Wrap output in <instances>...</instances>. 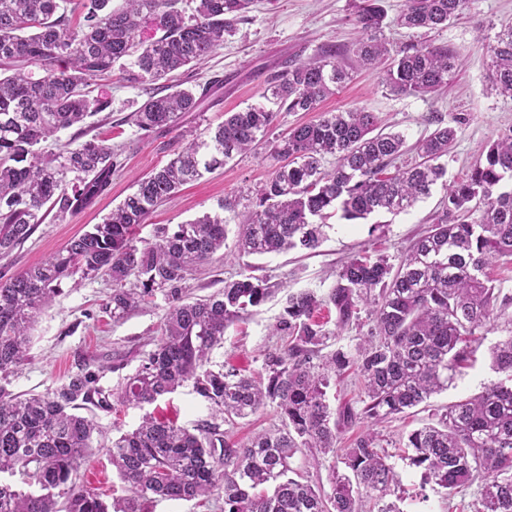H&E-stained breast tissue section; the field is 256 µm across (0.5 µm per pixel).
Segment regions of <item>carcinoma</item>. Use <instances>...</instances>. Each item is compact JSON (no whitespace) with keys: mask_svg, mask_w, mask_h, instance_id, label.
Masks as SVG:
<instances>
[{"mask_svg":"<svg viewBox=\"0 0 512 512\" xmlns=\"http://www.w3.org/2000/svg\"><path fill=\"white\" fill-rule=\"evenodd\" d=\"M65 0H0V257L23 245L43 223V208L75 212L107 192L112 146L97 140L68 143L58 160L38 145L61 130L105 110L89 98L90 80L133 58L126 81L155 82L212 55L224 33L245 18L252 0H194L188 16L181 0H85L83 21L72 27ZM379 0H360L355 25L359 60L383 70L391 91L424 96L448 84L458 63L447 49L413 44L392 49L377 38L386 15ZM468 0H407L397 23L409 29L448 24ZM150 19L161 35L143 44L138 31ZM493 88L512 98V26L486 45ZM41 66L34 79L26 64ZM332 45L307 61L291 60L265 81L263 97L274 112L249 105L224 113V122L203 137L179 131L182 114L197 111L212 86L150 95L135 112L146 134L177 131L178 147L163 167L138 178L102 223L71 238L58 252L22 272L0 273V378L27 359L30 330L63 281L106 275L112 295L105 309L120 319L143 297L160 289L171 299L155 349L145 353L120 388L104 390L107 371L122 360L81 364L57 387L28 397L0 386V512H143L156 500H224L221 512H399L380 502L400 480L381 452L377 432H361L342 457L348 473L333 475L330 491H317L294 467L296 455L336 454L340 427L358 418L375 422L403 417L448 388L474 362L478 337L504 322L508 336L490 348L500 375L471 397L435 409V422L411 431L401 459L421 472V487L450 499L478 484L473 512H512V293L488 270L512 264V127L498 133L466 178L446 186L442 214L398 256L358 254L336 272L323 295L307 289L288 295L272 334L285 344L264 354L255 376L233 366L209 367L226 330L253 315L277 292L252 274L224 282L205 299L187 301L183 290L199 265L224 247L229 220L239 201L227 198L221 212L163 227L152 241L137 228L184 184L224 167L250 151L274 123L277 112H315L348 79ZM464 118L438 126L415 145L419 161L397 166L406 139L379 130L364 108L323 112L274 142L270 178L255 193L254 209L238 224L239 252L247 255L314 251L336 214L352 221L401 213L428 197L447 172L441 159L455 143ZM331 170L324 169L327 158ZM395 167V172L388 168ZM81 187L68 195L66 174ZM480 212L475 219L473 214ZM141 291L126 287L129 279ZM334 308V329L319 319ZM371 326L354 351L324 352L328 340L360 325ZM353 372L362 382L363 407L331 408L327 388ZM192 385L208 402L211 419L193 433L150 413L134 430L112 441V466L129 495L107 502L96 489L75 481L101 433L92 419L74 413L100 408H143ZM274 405L282 427L238 444L224 437L233 424ZM18 476L24 491L3 475Z\"/></svg>","mask_w":512,"mask_h":512,"instance_id":"carcinoma-1","label":"carcinoma"}]
</instances>
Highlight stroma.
Returning a JSON list of instances; mask_svg holds the SVG:
<instances>
[{
  "label": "stroma",
  "instance_id": "stroma-1",
  "mask_svg": "<svg viewBox=\"0 0 512 512\" xmlns=\"http://www.w3.org/2000/svg\"><path fill=\"white\" fill-rule=\"evenodd\" d=\"M405 4L406 0H381L386 14L381 36L394 48L426 42L448 48L456 55L459 65L454 75L437 92L425 96L391 92L379 71L360 65L353 53L359 37L353 21V0H254L247 20L237 23L220 49L191 68L169 76V84L186 87L203 85L218 77L224 80L218 102L204 103L200 111L186 113L181 119L183 128L200 133L222 123L225 113L260 103L261 74L279 71L286 61L305 60L335 45L343 49L342 60L349 66L351 77L320 104L319 110L341 112L362 107L374 112L383 126L404 134L407 150L399 159L403 165L416 161V143L428 136L438 122L447 123L454 116H462L465 122L444 163L447 181L465 178L487 143L498 131L512 126V99L493 91L489 58L483 48L484 39L494 36L501 26L512 25V0H468L462 13L448 25L429 31L397 25L396 18ZM128 66V61L118 62L110 75L91 80L89 86L91 97L109 102L106 111L91 118L86 132L87 137L112 145L117 154L109 191L95 205L75 214L60 216L49 211L23 246L0 259V271L21 272L61 249L73 236L101 223L131 192L137 177L170 160L166 145L173 141V133L147 136L134 123L135 112L153 86L124 81L122 72ZM313 118L310 112L279 113L266 138L254 150L184 185L172 200L150 215L138 229V237L150 240L157 227L182 224L217 212L219 201L227 198H239L238 213H248L255 188L272 171L268 157L270 142L285 136L296 123ZM444 196V188L438 185L429 198L405 213L355 221L333 217L326 240L313 252L238 254L237 226L229 224L223 251L214 254L187 281L186 295L213 294L223 288L225 281L238 279L250 267L256 275L278 284L281 292L256 314L227 329L224 346L213 352L212 364L227 362L249 373H258L265 352L280 343L279 337L271 335L270 327L283 311L286 294L307 288L325 293L333 285L337 269L359 251L400 255L435 221ZM111 293L112 281L102 275L83 279L77 285L63 283L52 305L38 316L29 359L9 376L6 389L15 394L46 392L76 371L78 364L94 358L119 356L125 362L124 369L103 375L99 384L104 389L116 388L124 376L134 373L143 354L152 350L160 337L169 302L163 292L157 291L139 308L115 319L102 308ZM503 337L499 329L486 332L477 349L475 365L447 390L434 395L432 407L476 394L494 380L489 350ZM147 411L175 419L178 425L191 430L209 419L211 413L208 403L188 385L145 410L129 408L116 412L88 407L85 416L93 418L102 433L96 436L91 454L77 474L78 482L118 498L125 496V485L110 463L108 450L113 440L135 429ZM391 462L401 480L395 502L400 512H472L474 497L470 494L456 495L448 503L433 493L428 502H419L420 472L394 454Z\"/></svg>",
  "mask_w": 512,
  "mask_h": 512
}]
</instances>
